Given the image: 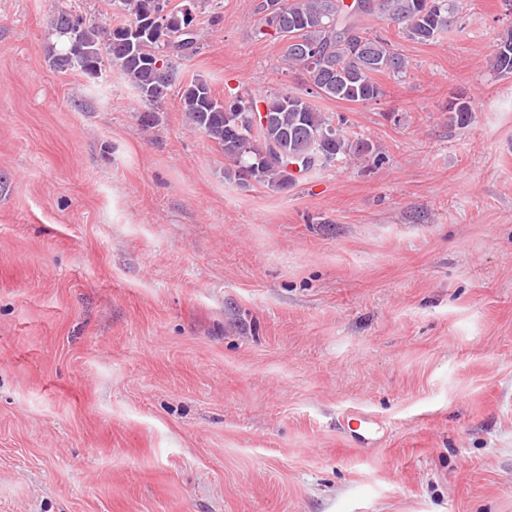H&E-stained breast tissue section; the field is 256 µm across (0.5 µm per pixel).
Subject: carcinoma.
<instances>
[{
    "instance_id": "obj_1",
    "label": "carcinoma",
    "mask_w": 512,
    "mask_h": 512,
    "mask_svg": "<svg viewBox=\"0 0 512 512\" xmlns=\"http://www.w3.org/2000/svg\"><path fill=\"white\" fill-rule=\"evenodd\" d=\"M450 0H258V32L273 28L283 41L282 61L302 76L304 89L281 90L258 97L246 90L219 100L209 84L195 79L183 87L179 105L189 126L215 142L231 168L225 176L239 185L254 182L285 190L295 184L289 165L300 160L303 172L324 169L336 161L355 162L373 155L372 145L351 140L341 125L314 108L310 98L352 103L382 96L377 75L402 74L407 60L392 43L372 35L360 17L374 13L401 25L404 37L432 42L448 30ZM189 17L172 0H112V24L91 23L60 9L52 28L60 46L49 48L52 65L96 79L105 65L118 68L143 104L139 120L158 123V110L175 81V57L197 53L202 4ZM168 64L160 76L150 60ZM495 73L512 74V34L497 46L491 63ZM267 107L265 122H254L258 103ZM450 118L459 126L471 122L474 108L464 96L448 101ZM278 153L269 157L263 149Z\"/></svg>"
}]
</instances>
